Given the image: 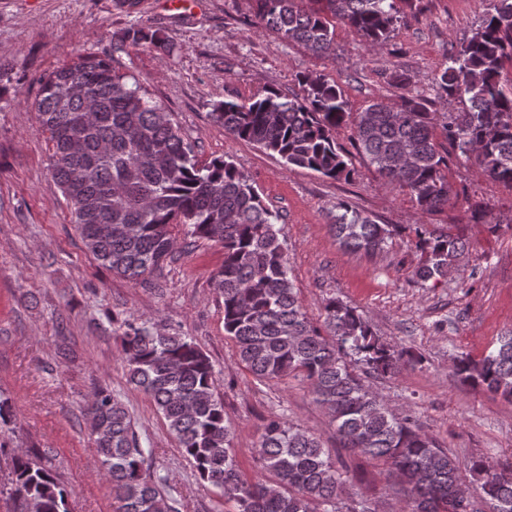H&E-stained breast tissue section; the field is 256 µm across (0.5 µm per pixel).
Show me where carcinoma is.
Listing matches in <instances>:
<instances>
[{
    "label": "carcinoma",
    "mask_w": 512,
    "mask_h": 512,
    "mask_svg": "<svg viewBox=\"0 0 512 512\" xmlns=\"http://www.w3.org/2000/svg\"><path fill=\"white\" fill-rule=\"evenodd\" d=\"M255 24L315 56L334 53L341 21L375 50L390 38L401 6L418 12L424 0H254ZM154 50L172 56L173 46L140 24L115 36L112 52L80 55L43 77L35 102L38 123L52 143L50 172L67 201L84 245L112 273L139 281L170 258L173 229L224 248L213 277L223 298L224 335L239 362L262 385L292 374L308 382L314 400L336 424L342 448L391 462L403 485L399 512H456L455 500L470 488L467 512H512V471L500 472L482 458L461 472L457 459L412 417H399L370 391L361 374L397 373L422 358L380 340L363 314L330 298L323 327L304 311L280 229V215L265 205L231 159L201 166L195 144L185 139L172 112L133 76L121 72L118 52ZM512 0H491L482 25L459 47L435 83L450 97L467 99L468 112L442 126L417 95L392 106L383 98L352 112L343 91L325 76H299L301 92L271 89L247 102L222 101L211 116L237 140L280 158L287 167L348 178L349 154L336 131L352 130L363 159L415 200L423 213L451 202H469L448 180V148L475 159L491 180L512 189ZM331 227L354 251L384 250L398 232L344 201ZM420 258L412 278L425 284L462 272L470 244L450 232L417 231ZM121 360L127 380L162 415L194 476L219 490L234 512H369L368 498L344 499L347 477L318 437L279 417L270 418L257 444V475H248L231 453V428L208 355L190 338L148 321L121 322ZM363 373H358V369ZM455 374L512 402V334L480 359L456 358ZM93 444L112 486L114 512H179L167 479L145 467L142 447L126 406L99 388L86 402ZM43 453L12 461L9 497L13 512H68L65 490L41 462Z\"/></svg>",
    "instance_id": "1"
}]
</instances>
